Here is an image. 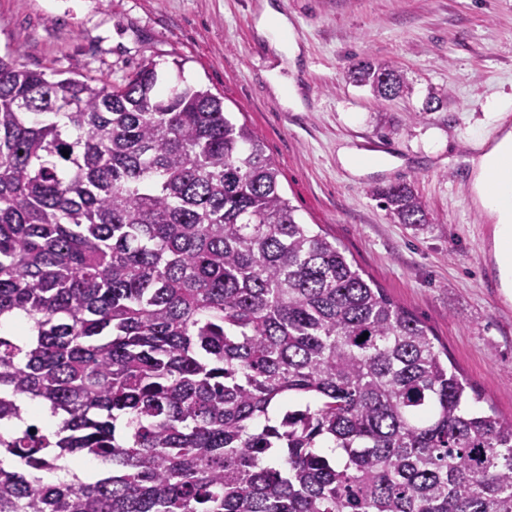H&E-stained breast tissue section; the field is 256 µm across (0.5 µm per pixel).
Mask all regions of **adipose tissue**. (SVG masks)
Wrapping results in <instances>:
<instances>
[{
	"instance_id": "1",
	"label": "adipose tissue",
	"mask_w": 512,
	"mask_h": 512,
	"mask_svg": "<svg viewBox=\"0 0 512 512\" xmlns=\"http://www.w3.org/2000/svg\"><path fill=\"white\" fill-rule=\"evenodd\" d=\"M473 191L497 226L495 247L504 277L512 276V130L479 143L466 159Z\"/></svg>"
}]
</instances>
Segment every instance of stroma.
I'll use <instances>...</instances> for the list:
<instances>
[{"mask_svg": "<svg viewBox=\"0 0 512 512\" xmlns=\"http://www.w3.org/2000/svg\"><path fill=\"white\" fill-rule=\"evenodd\" d=\"M292 24L295 58L258 29L265 5ZM64 77L119 82L145 61L166 83L185 80L223 97L256 132L301 222L335 239L366 277L426 326L482 404L512 418V287L499 277L496 227L470 180L448 164L495 136L489 104L512 89V0H0V55ZM359 60L390 65L408 90L376 99L346 72ZM293 84L302 111L288 107ZM391 166L345 169L338 150ZM410 184L433 222L397 223L371 196Z\"/></svg>", "mask_w": 512, "mask_h": 512, "instance_id": "obj_1", "label": "stroma"}]
</instances>
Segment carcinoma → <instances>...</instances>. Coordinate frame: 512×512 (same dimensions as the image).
Instances as JSON below:
<instances>
[{
	"label": "carcinoma",
	"mask_w": 512,
	"mask_h": 512,
	"mask_svg": "<svg viewBox=\"0 0 512 512\" xmlns=\"http://www.w3.org/2000/svg\"><path fill=\"white\" fill-rule=\"evenodd\" d=\"M278 177L152 61L111 85L0 56V512H512V418ZM371 195L430 223L408 184ZM78 455L103 472L51 478Z\"/></svg>",
	"instance_id": "obj_1"
}]
</instances>
